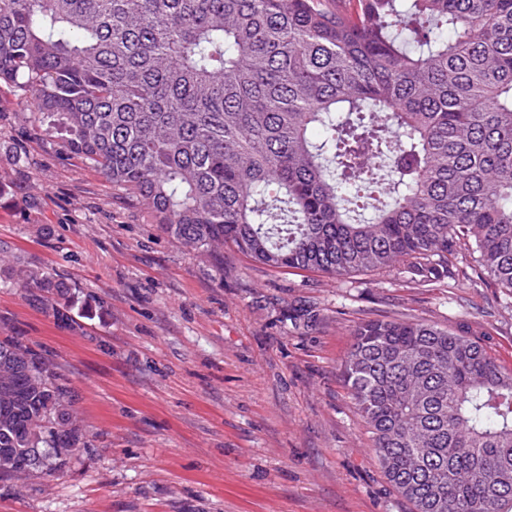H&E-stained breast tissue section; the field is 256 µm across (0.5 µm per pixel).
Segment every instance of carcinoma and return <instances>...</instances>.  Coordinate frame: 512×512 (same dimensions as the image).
<instances>
[{
	"label": "carcinoma",
	"mask_w": 512,
	"mask_h": 512,
	"mask_svg": "<svg viewBox=\"0 0 512 512\" xmlns=\"http://www.w3.org/2000/svg\"><path fill=\"white\" fill-rule=\"evenodd\" d=\"M2 84L181 244L512 295V0H0ZM3 276L78 305L41 267ZM342 373L413 512H512V370L484 346L367 321ZM83 444L67 379L1 339L0 477Z\"/></svg>",
	"instance_id": "carcinoma-1"
}]
</instances>
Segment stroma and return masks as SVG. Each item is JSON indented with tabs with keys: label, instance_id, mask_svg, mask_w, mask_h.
Instances as JSON below:
<instances>
[{
	"label": "stroma",
	"instance_id": "1",
	"mask_svg": "<svg viewBox=\"0 0 512 512\" xmlns=\"http://www.w3.org/2000/svg\"><path fill=\"white\" fill-rule=\"evenodd\" d=\"M0 183V260L55 272L94 308L63 321L0 281V337L59 366L87 429L62 471L0 480V512H411L345 386L355 326L434 323L512 369V296L197 253L5 85Z\"/></svg>",
	"mask_w": 512,
	"mask_h": 512
}]
</instances>
